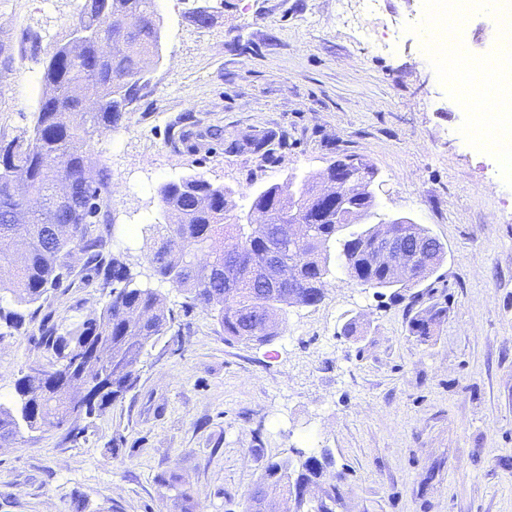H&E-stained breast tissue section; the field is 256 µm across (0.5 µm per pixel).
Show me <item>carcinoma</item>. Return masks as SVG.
<instances>
[{
	"mask_svg": "<svg viewBox=\"0 0 512 512\" xmlns=\"http://www.w3.org/2000/svg\"><path fill=\"white\" fill-rule=\"evenodd\" d=\"M161 26L154 0H85L80 15L49 57L32 135L0 145V245L23 239L25 250L14 255L0 248V266L13 270L0 279V294L24 306L45 300L49 290L62 287L71 266L63 261L67 248L88 254L85 267L104 274V284L126 279L111 257L109 238L93 225L112 222V185L106 170L84 182V173L99 165L93 142L117 125L138 98V80L148 60L159 56ZM305 194L289 197L288 183L271 184L252 200L249 212L264 216L261 224H243L233 214V192L198 175L160 185L158 195L168 216L165 224H150L144 233L153 241L149 260L156 273L190 295L193 304L209 311L224 330V340L269 342L281 333L283 321L266 324L259 316L266 292L244 280L241 270L260 259L271 245H282L294 261L296 300L320 301L331 266L360 286L395 288L392 277L371 252L381 225L364 237L344 236L346 224L335 223L336 209L315 199L317 183L303 180ZM299 215L312 229L299 244L279 241L274 229ZM446 310L432 308L411 323L412 334L425 340ZM174 324L164 298L150 288L124 285L92 317L57 332L46 323L40 345L51 355L50 377L25 375L16 384V406L0 405V440L20 431L78 423L134 389L138 365L151 343ZM128 367L107 389L99 380L100 358ZM329 455L310 456L292 476L289 463L271 461L265 474L246 494L245 512H336L340 500ZM174 492L178 512H197V502L182 477L171 470L158 476Z\"/></svg>",
	"mask_w": 512,
	"mask_h": 512,
	"instance_id": "1",
	"label": "carcinoma"
}]
</instances>
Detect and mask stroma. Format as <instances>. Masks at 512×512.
Returning a JSON list of instances; mask_svg holds the SVG:
<instances>
[{
  "mask_svg": "<svg viewBox=\"0 0 512 512\" xmlns=\"http://www.w3.org/2000/svg\"><path fill=\"white\" fill-rule=\"evenodd\" d=\"M84 0H0V141L31 133L39 77ZM162 51L122 121L94 143L112 175L101 232L131 286L161 294L182 325L144 352L137 386L85 430L21 429L0 442V512H174L157 474L176 470L200 512H243L268 461L329 454L336 512H512V180L467 131L468 102L425 55L424 0H155ZM209 26L193 24L197 11ZM497 13L466 21L476 57ZM269 136L272 152L246 148ZM355 155L376 171V210L445 246L408 298L342 270L322 300L290 308L273 341H228L210 312L154 271L141 232L163 222L161 183L228 187L237 214L258 189ZM74 281L41 307L0 296V404L46 362L39 329L100 308L80 252ZM447 313L430 337L410 321ZM355 335H343L348 322Z\"/></svg>",
  "mask_w": 512,
  "mask_h": 512,
  "instance_id": "stroma-1",
  "label": "stroma"
}]
</instances>
